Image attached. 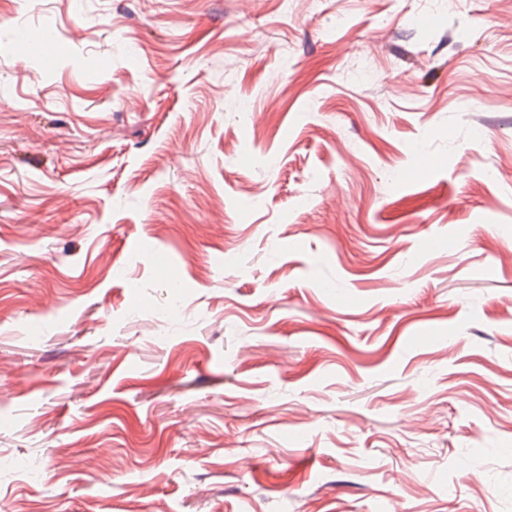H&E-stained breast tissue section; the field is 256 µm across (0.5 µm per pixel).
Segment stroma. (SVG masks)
I'll return each instance as SVG.
<instances>
[{
  "label": "stroma",
  "instance_id": "stroma-1",
  "mask_svg": "<svg viewBox=\"0 0 512 512\" xmlns=\"http://www.w3.org/2000/svg\"><path fill=\"white\" fill-rule=\"evenodd\" d=\"M0 512H512V0H0Z\"/></svg>",
  "mask_w": 512,
  "mask_h": 512
}]
</instances>
